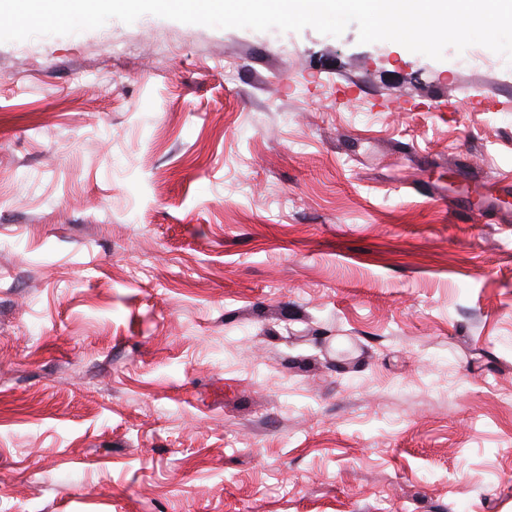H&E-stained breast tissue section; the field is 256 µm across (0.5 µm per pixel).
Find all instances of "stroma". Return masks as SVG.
Returning <instances> with one entry per match:
<instances>
[{
  "instance_id": "stroma-1",
  "label": "stroma",
  "mask_w": 512,
  "mask_h": 512,
  "mask_svg": "<svg viewBox=\"0 0 512 512\" xmlns=\"http://www.w3.org/2000/svg\"><path fill=\"white\" fill-rule=\"evenodd\" d=\"M510 392L507 58L0 43V512H512Z\"/></svg>"
}]
</instances>
